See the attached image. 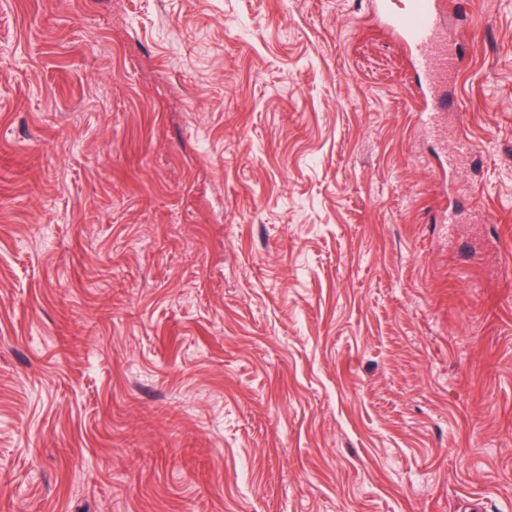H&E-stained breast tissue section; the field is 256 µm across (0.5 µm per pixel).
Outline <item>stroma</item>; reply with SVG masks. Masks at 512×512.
<instances>
[{"instance_id": "1", "label": "stroma", "mask_w": 512, "mask_h": 512, "mask_svg": "<svg viewBox=\"0 0 512 512\" xmlns=\"http://www.w3.org/2000/svg\"><path fill=\"white\" fill-rule=\"evenodd\" d=\"M451 24L441 142L368 0H0V512H512V0Z\"/></svg>"}]
</instances>
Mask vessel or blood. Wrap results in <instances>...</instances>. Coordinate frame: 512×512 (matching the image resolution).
Wrapping results in <instances>:
<instances>
[{
	"label": "vessel or blood",
	"instance_id": "obj_1",
	"mask_svg": "<svg viewBox=\"0 0 512 512\" xmlns=\"http://www.w3.org/2000/svg\"><path fill=\"white\" fill-rule=\"evenodd\" d=\"M371 6L386 17L425 74L421 117L434 136H441L443 113L460 109L457 98L446 91L447 83L455 81L461 66L445 22L446 0H404L398 9L390 0H371Z\"/></svg>",
	"mask_w": 512,
	"mask_h": 512
}]
</instances>
